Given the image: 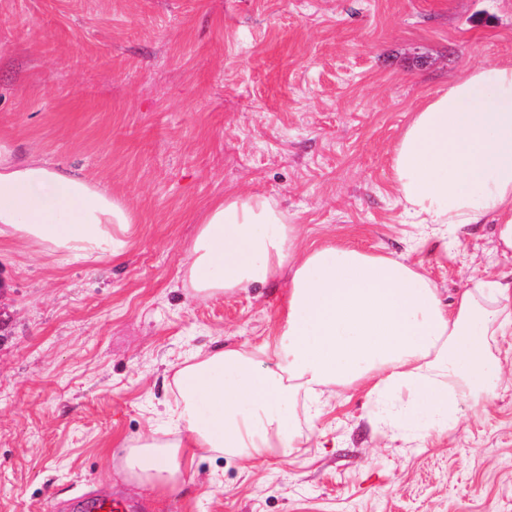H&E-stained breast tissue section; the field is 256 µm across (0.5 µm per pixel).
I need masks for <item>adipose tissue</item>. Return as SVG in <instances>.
<instances>
[{
  "label": "adipose tissue",
  "mask_w": 512,
  "mask_h": 512,
  "mask_svg": "<svg viewBox=\"0 0 512 512\" xmlns=\"http://www.w3.org/2000/svg\"><path fill=\"white\" fill-rule=\"evenodd\" d=\"M392 181L410 223L448 235L486 218L512 252V62L465 70L419 100L392 150ZM134 215L108 188L0 135V239L48 246L61 260L122 256ZM271 198L211 201L186 252L193 288L216 296L288 281L281 325L253 349L218 348L175 376L182 437L130 445L120 469L140 486L174 487L188 449L248 464L297 448L300 395L341 385L370 403L397 397L419 435L453 431L462 404L493 395V351L512 328V276L471 279L442 301L420 269L333 243L300 245Z\"/></svg>",
  "instance_id": "1"
}]
</instances>
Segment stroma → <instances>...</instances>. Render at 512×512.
I'll list each match as a JSON object with an SVG mask.
<instances>
[{"instance_id": "stroma-1", "label": "stroma", "mask_w": 512, "mask_h": 512, "mask_svg": "<svg viewBox=\"0 0 512 512\" xmlns=\"http://www.w3.org/2000/svg\"><path fill=\"white\" fill-rule=\"evenodd\" d=\"M512 61V0H0V134L133 211L121 257L60 263L0 242V512L121 494L144 512H512V335L504 382L422 439L342 386L301 448L249 470L197 452L174 489L131 486L124 447L177 438L191 354L274 335L287 280L214 298L183 266L205 207L248 190L316 239L421 266L443 299L512 270L494 220L457 239L405 224L390 149L412 106Z\"/></svg>"}]
</instances>
